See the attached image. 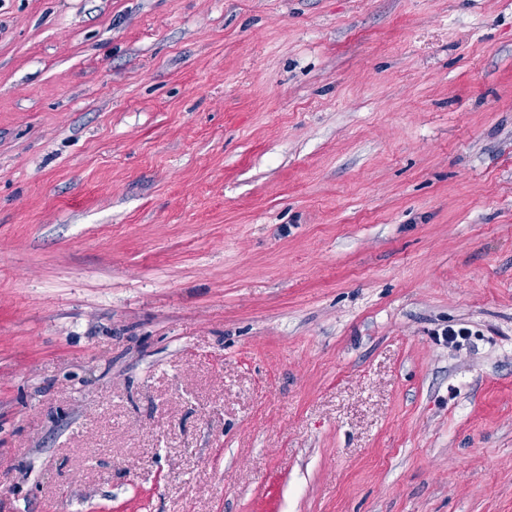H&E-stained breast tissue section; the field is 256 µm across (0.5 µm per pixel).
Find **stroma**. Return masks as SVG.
Here are the masks:
<instances>
[{
    "label": "stroma",
    "instance_id": "obj_1",
    "mask_svg": "<svg viewBox=\"0 0 512 512\" xmlns=\"http://www.w3.org/2000/svg\"><path fill=\"white\" fill-rule=\"evenodd\" d=\"M0 512H512V0H0Z\"/></svg>",
    "mask_w": 512,
    "mask_h": 512
}]
</instances>
